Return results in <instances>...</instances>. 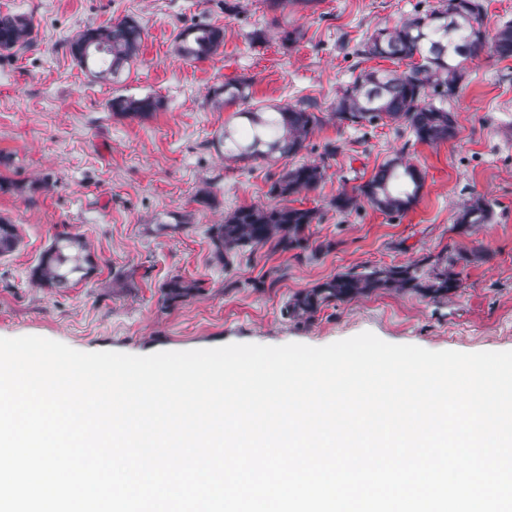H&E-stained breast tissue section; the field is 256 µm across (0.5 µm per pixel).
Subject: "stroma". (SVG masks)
Segmentation results:
<instances>
[{"label": "stroma", "instance_id": "1", "mask_svg": "<svg viewBox=\"0 0 512 512\" xmlns=\"http://www.w3.org/2000/svg\"><path fill=\"white\" fill-rule=\"evenodd\" d=\"M438 0H318L275 16L263 0H0V12L31 18L32 51L0 55V218L20 243L0 257V337L40 336L83 352L147 355L231 343L324 346L365 331L393 344L432 351H512V59L484 54L448 103L455 138L416 142L394 125L338 124L337 95L368 62L351 56L376 27L395 26L415 6ZM132 17L144 28L137 59L115 79L81 68L66 43L90 26ZM207 22L224 30L217 55L190 61L177 50L179 30ZM297 30L295 44L282 29ZM265 33L261 44L249 34ZM250 83L249 107L314 101L324 124L298 155L228 161L216 140L233 108L217 109L214 89ZM161 99L150 117L131 119L109 107L117 96ZM341 150L317 191L295 196L314 208L313 250L272 247L244 252L231 264L214 260L209 230L235 209L270 205V185L284 169L319 161L326 143ZM404 153L424 175L417 204L401 216L367 202L340 212L332 200L354 193L374 168ZM209 186L208 203L197 202ZM493 206L490 223L456 228L473 195ZM74 225L95 270L74 288L37 286L31 271L55 228ZM482 252L461 267L462 286L433 300L380 290L322 305L292 318L288 303L302 291L350 269L434 262L447 251ZM200 282L186 300L165 301L171 277Z\"/></svg>", "mask_w": 512, "mask_h": 512}]
</instances>
